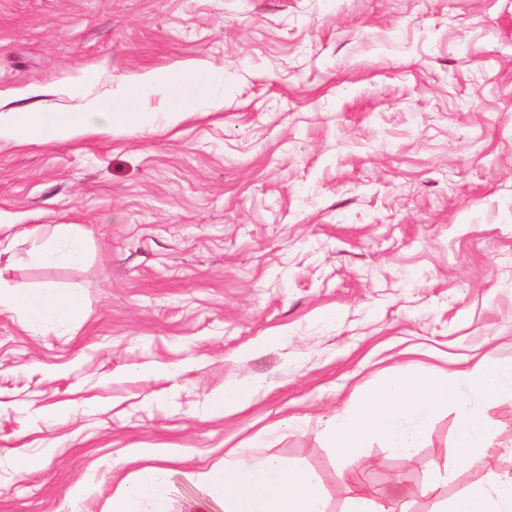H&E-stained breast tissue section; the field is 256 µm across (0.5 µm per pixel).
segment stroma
<instances>
[{"mask_svg": "<svg viewBox=\"0 0 512 512\" xmlns=\"http://www.w3.org/2000/svg\"><path fill=\"white\" fill-rule=\"evenodd\" d=\"M193 65L223 108L0 144V225L90 232L81 264L30 260L29 238L5 274L86 314H0V512H106L137 453L177 459L141 512H188L186 465L234 453L307 469L327 512L358 489L435 512L418 491L458 408L408 458L374 438L343 459L324 435L408 366L512 362V0H0L2 109L78 112L82 75L104 97ZM233 388L250 398L222 410ZM471 405L492 452L444 497L512 472V389Z\"/></svg>", "mask_w": 512, "mask_h": 512, "instance_id": "1", "label": "stroma"}]
</instances>
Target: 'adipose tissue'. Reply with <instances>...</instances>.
Segmentation results:
<instances>
[{"label": "adipose tissue", "instance_id": "adipose-tissue-1", "mask_svg": "<svg viewBox=\"0 0 512 512\" xmlns=\"http://www.w3.org/2000/svg\"><path fill=\"white\" fill-rule=\"evenodd\" d=\"M152 96L160 97L162 112L144 108V100ZM221 100L216 81L206 77L203 68L152 72L113 91L107 99L86 97L79 112H1L0 143L33 145L114 130L143 132L153 129L160 115H167L175 124L187 113L217 108ZM87 237L85 225H55L53 235L41 245L37 256L80 262ZM2 312L16 313L28 324L50 312L77 321L84 314V303L75 293L29 291L11 287L0 279ZM463 382L485 401H496L504 387H512V364L488 359L467 371L461 381L450 375L427 373L418 365L410 366L402 378L370 386L347 415L327 429L325 441L345 453L365 447L368 439L376 435L401 456H411L426 429L428 415L440 407L462 405L459 385ZM489 450L486 419L463 416L437 482L425 486L423 495L436 496L441 483L460 468L481 462ZM168 475V470L159 466L143 467L134 482L120 485L115 491L109 512H139L141 499L163 485ZM188 478L201 491L191 505L193 512H208L211 501L217 499L223 500L224 512H326L315 478L278 458L241 457L223 472L199 468L189 472ZM437 512H512V473H492L486 481L459 494L439 498Z\"/></svg>", "mask_w": 512, "mask_h": 512}]
</instances>
